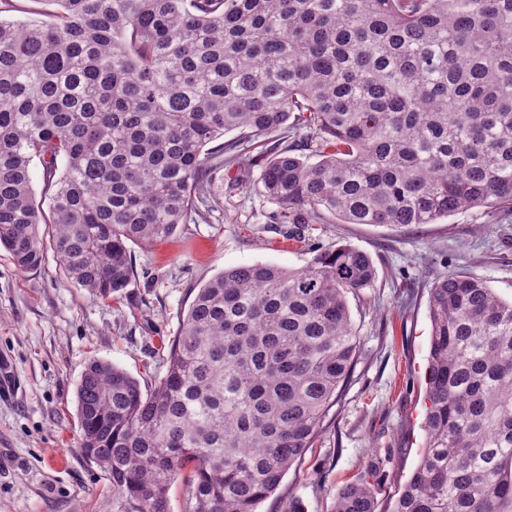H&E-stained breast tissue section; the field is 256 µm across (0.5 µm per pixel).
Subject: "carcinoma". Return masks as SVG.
<instances>
[{"label":"carcinoma","instance_id":"obj_1","mask_svg":"<svg viewBox=\"0 0 512 512\" xmlns=\"http://www.w3.org/2000/svg\"><path fill=\"white\" fill-rule=\"evenodd\" d=\"M0 248L44 234L89 297L130 245L206 219L224 164L261 165L279 224H433L512 206V0H0ZM232 131L237 136L224 140ZM43 170L36 195L32 165ZM370 256L256 262L199 289L149 391L91 359L78 447L119 512H257L313 447L359 341ZM420 463L392 512H512V301L458 272L430 288ZM333 512H376L369 475Z\"/></svg>","mask_w":512,"mask_h":512}]
</instances>
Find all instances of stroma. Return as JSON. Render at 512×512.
Wrapping results in <instances>:
<instances>
[{
	"mask_svg": "<svg viewBox=\"0 0 512 512\" xmlns=\"http://www.w3.org/2000/svg\"><path fill=\"white\" fill-rule=\"evenodd\" d=\"M260 168L242 183L238 165L217 175L223 194L205 221L168 240L132 248L125 292L89 298L53 251L20 270L0 250V512H117L104 472L81 454L76 388L91 358L107 360L151 389L166 367L160 343L176 335L199 288L243 263L306 266L311 248L350 244L377 270L348 298L360 339L354 369L314 448L258 512L293 497L305 512H333L341 487L373 473L376 512H391L421 459L428 366L429 288L441 272L485 280L512 300V210L472 208L434 224L393 230L369 224H308L300 243L271 215Z\"/></svg>",
	"mask_w": 512,
	"mask_h": 512,
	"instance_id": "1",
	"label": "stroma"
}]
</instances>
